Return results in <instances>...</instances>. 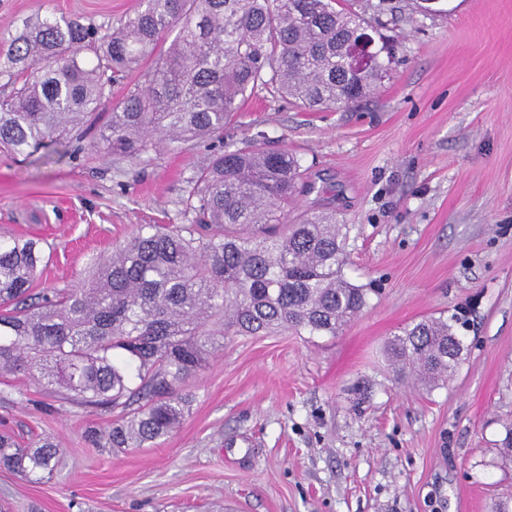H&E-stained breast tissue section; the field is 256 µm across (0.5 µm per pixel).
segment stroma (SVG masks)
<instances>
[{"mask_svg":"<svg viewBox=\"0 0 512 512\" xmlns=\"http://www.w3.org/2000/svg\"><path fill=\"white\" fill-rule=\"evenodd\" d=\"M390 76L346 108L262 91L221 135L134 163L77 151L109 119L23 154L0 150V235L38 239L35 290L77 284L142 224H178L187 180L221 145L295 153L349 230L344 277L367 288L336 337L226 338L188 413L149 448L102 451L110 412L0 378V431L54 438L52 479L0 470V512H491L512 506V0H388ZM138 0H0V48L41 11L114 23ZM466 314L446 382L397 377L385 343Z\"/></svg>","mask_w":512,"mask_h":512,"instance_id":"obj_1","label":"stroma"}]
</instances>
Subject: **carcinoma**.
<instances>
[{
	"label": "carcinoma",
	"mask_w": 512,
	"mask_h": 512,
	"mask_svg": "<svg viewBox=\"0 0 512 512\" xmlns=\"http://www.w3.org/2000/svg\"><path fill=\"white\" fill-rule=\"evenodd\" d=\"M366 13L342 0H139L117 27L31 15L0 50V145L22 154L69 134L138 73L88 149L133 162L224 131L238 102L273 90L308 109L346 107L389 75L382 43L351 53ZM151 64L141 67L145 59ZM183 224H144L70 288L31 293L44 250L0 240V377L23 375L116 414L100 448H144L188 409L186 383L226 336H336L367 305L344 279L336 214L288 201L314 191L286 150L227 145L194 171ZM458 317L421 320L387 342L396 374L448 379L465 350ZM59 444L0 435V467L53 475Z\"/></svg>",
	"instance_id": "carcinoma-1"
}]
</instances>
